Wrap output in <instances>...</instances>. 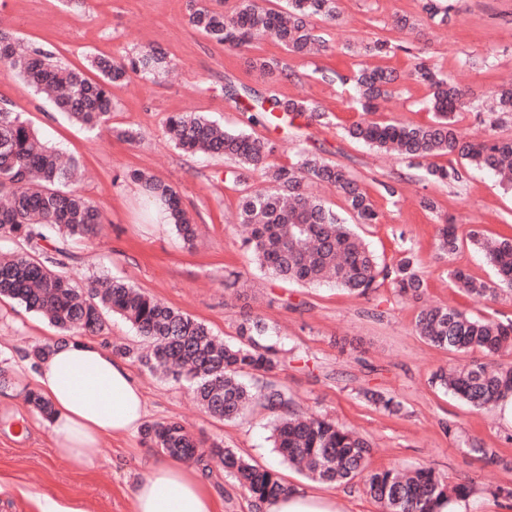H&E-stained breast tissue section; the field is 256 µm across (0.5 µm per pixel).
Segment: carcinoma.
Returning a JSON list of instances; mask_svg holds the SVG:
<instances>
[{"instance_id": "obj_1", "label": "carcinoma", "mask_w": 512, "mask_h": 512, "mask_svg": "<svg viewBox=\"0 0 512 512\" xmlns=\"http://www.w3.org/2000/svg\"><path fill=\"white\" fill-rule=\"evenodd\" d=\"M265 2L237 0L233 10L224 13L190 0L188 22L211 40L232 49L247 48L270 35L296 56L328 50L327 40L314 20L336 21L337 0H287L284 11L269 8ZM422 10L431 20H449L450 6L442 5V0H423ZM390 51L391 45L381 40L362 47V55L368 57L382 58ZM88 63L97 78L63 64L45 47L19 49L13 36L0 29V73L22 78L57 112L90 132L109 119L112 84L131 73L156 82L170 65L165 53L152 48L120 62L93 57ZM251 67L268 78L287 75L274 59L255 58ZM410 76L430 89V123L362 120L349 126L347 135L411 161L457 155L476 169L497 174L503 184L512 187V138L497 135L495 122L481 139H469L456 127V114L469 107V91L422 57H415ZM398 78L388 68L363 65L347 81L361 109L372 112ZM253 101L250 111L254 123L272 125L283 114L311 120L324 116L305 100L283 101L272 92L255 95ZM493 111L512 114V86L497 90ZM165 136L185 153L232 162L229 176L236 182L257 174L267 183L263 190L242 196L237 216L238 223L249 232L244 246L265 273L285 282L332 285L361 295L387 281L402 298H422L426 282L415 253L408 250L395 264L382 265L351 231L347 220L376 224L380 215L357 180L343 168L308 151L301 152L287 166L276 165L270 162L275 149L272 143L243 130H226L202 113L170 115ZM81 168L79 159L66 157L49 145L22 113L6 104L0 106V238L18 246L0 255L1 299L23 304L66 336H101L108 329V317L121 316L150 343V349L119 347L118 355L186 383L198 406L213 418L229 421L252 405L262 408L271 417L270 441L281 462L298 467L322 483L362 480L380 512H433L432 506L441 500L467 499L474 493L469 483H452L431 468L373 469L367 439L325 417L295 412L288 387L269 379L284 359L272 339L275 327L261 316L242 315L236 340L226 342L206 324L125 279L99 276L79 286L58 269L57 258L35 256L40 242L52 235L90 240L100 234L98 210L71 189ZM427 173L441 182L463 179V173L452 165H430ZM129 177L141 183L148 196L164 208L178 237L186 244L193 243L197 225L182 208L175 189L140 170L131 171ZM314 183L334 188L344 198L349 218L312 196L309 187ZM470 240L484 253L496 280L488 282L462 269L450 270V278L476 297L494 299L499 291L512 290V237L491 239L472 232ZM459 242L457 225H441L440 251L451 254ZM415 328L434 347L458 353L480 349L490 357L486 362L441 369L433 374V383L476 411L489 409L512 394V362L499 360L512 350V320L479 319L458 308L425 305L417 312ZM369 400L391 415L402 411L401 401L394 396L373 392ZM142 435L161 454L193 460L206 472L211 470V461H218L224 474L251 498L256 512H264L265 506L290 490L278 471L252 464L221 441L202 449L201 441L178 421L148 423Z\"/></svg>"}]
</instances>
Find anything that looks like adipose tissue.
Here are the masks:
<instances>
[{
    "instance_id": "ef3b65f1",
    "label": "adipose tissue",
    "mask_w": 512,
    "mask_h": 512,
    "mask_svg": "<svg viewBox=\"0 0 512 512\" xmlns=\"http://www.w3.org/2000/svg\"><path fill=\"white\" fill-rule=\"evenodd\" d=\"M18 372L51 405L45 424L56 455L80 469L95 464L104 437L133 435L148 415L140 382L128 362L91 339L55 344L43 359L23 361ZM218 507L203 475L167 456L150 461L148 476L133 491L134 512H218ZM268 512L342 510L336 497L296 488Z\"/></svg>"
}]
</instances>
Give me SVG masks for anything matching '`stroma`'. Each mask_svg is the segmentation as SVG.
Instances as JSON below:
<instances>
[{"mask_svg": "<svg viewBox=\"0 0 512 512\" xmlns=\"http://www.w3.org/2000/svg\"><path fill=\"white\" fill-rule=\"evenodd\" d=\"M447 24L428 21L423 0H338L340 20L319 23L329 53L299 58L273 39L249 49L231 50L212 42L188 22V0H0V17L17 38L49 47L72 67L87 57L115 60L158 48L174 70L155 82L133 75L112 85V114L96 135H88L50 111L21 78L0 74V105L22 112L49 143L80 159L86 172L76 188L98 208L103 228L93 241L66 242L65 269L77 281L108 275L129 280L169 306L207 324L232 340L240 316L252 312L274 322L286 363L272 378L288 386L298 411L316 413L359 432L375 448L371 465L386 468L430 466L457 480L472 481L475 492L467 512H512V423L503 412L473 411L431 381L440 367L484 361L481 350L466 353L438 349L415 330L416 302L398 297L389 285L359 296L332 286L302 287L266 276L256 269L242 245L236 221L240 197L256 180L227 181V162L187 155L164 136L169 115L204 113L229 129H244L275 145V164L291 163L298 151L317 153L350 171L381 212L380 223L358 232L380 261L392 264L404 249L419 257L428 302L455 305L475 317L512 319V294L493 300L459 292L448 276L454 268L492 280L483 253L467 242L469 231L487 237L512 234V193L497 177L456 156H440L436 165H454L464 178L441 183L409 160L374 150L350 139L352 122L428 123L429 91L408 80L391 89L378 111L363 113L342 83L359 58L360 42L381 39L396 51L383 66L406 70L414 55L449 74L469 90L471 104L459 114L467 134H483L490 119L486 104L495 90L512 81V0H450ZM414 21L407 35L394 26L397 16ZM287 63L290 78L264 82L247 60L253 56ZM284 99H305L328 115L326 122L286 116L281 128L248 120V99L232 101L227 83ZM138 132L135 142L124 131ZM141 170L171 185L200 228L195 245L185 244L171 225L160 221L142 188L128 179ZM398 189L386 194L385 185ZM431 200L432 208L421 205ZM454 219L463 241L450 255L436 249L440 224ZM240 279L236 290L224 287L229 272ZM58 331L23 305L0 300V367L15 373L23 356ZM132 370L147 400L148 422L178 420L204 442L223 440L264 467L280 468L288 485L306 488L310 479L281 467L271 448L270 417L254 409L234 421L201 412L186 385L150 372L139 363ZM396 396L403 411L388 415L365 398V391ZM497 449L492 463L471 450L472 441ZM156 452L141 436L105 438L92 468L76 469L56 457L42 418L21 396L9 397L0 385V512H38L36 499L50 496L81 512H133V489L144 479Z\"/></svg>", "mask_w": 512, "mask_h": 512, "instance_id": "obj_1", "label": "stroma"}]
</instances>
